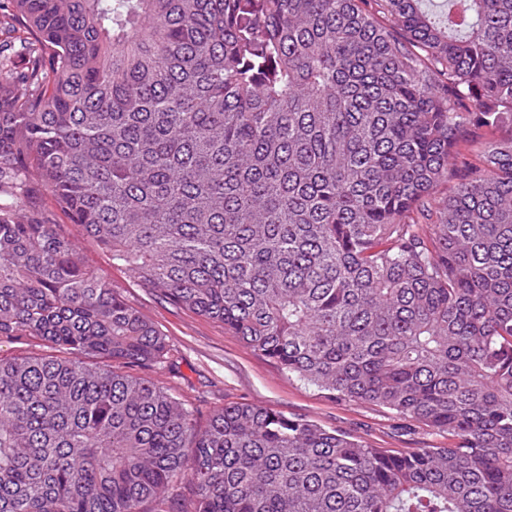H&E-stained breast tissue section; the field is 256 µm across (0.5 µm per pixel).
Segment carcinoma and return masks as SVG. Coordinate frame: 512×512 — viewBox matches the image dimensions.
Listing matches in <instances>:
<instances>
[{"label": "carcinoma", "mask_w": 512, "mask_h": 512, "mask_svg": "<svg viewBox=\"0 0 512 512\" xmlns=\"http://www.w3.org/2000/svg\"><path fill=\"white\" fill-rule=\"evenodd\" d=\"M23 35H16V32ZM0 512H512V0H0ZM112 266L448 435L205 425Z\"/></svg>", "instance_id": "carcinoma-1"}]
</instances>
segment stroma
<instances>
[{
    "instance_id": "35a3bbf8",
    "label": "stroma",
    "mask_w": 512,
    "mask_h": 512,
    "mask_svg": "<svg viewBox=\"0 0 512 512\" xmlns=\"http://www.w3.org/2000/svg\"><path fill=\"white\" fill-rule=\"evenodd\" d=\"M83 250L178 352V372L158 365L140 369V376L170 388L195 409L200 421H207L214 409L229 403H255L312 419L377 448L447 444L446 435L430 433L423 425L399 418L387 409L332 397L288 375L273 360L247 348L223 325L162 302L128 281L113 268L107 253L88 244Z\"/></svg>"
}]
</instances>
